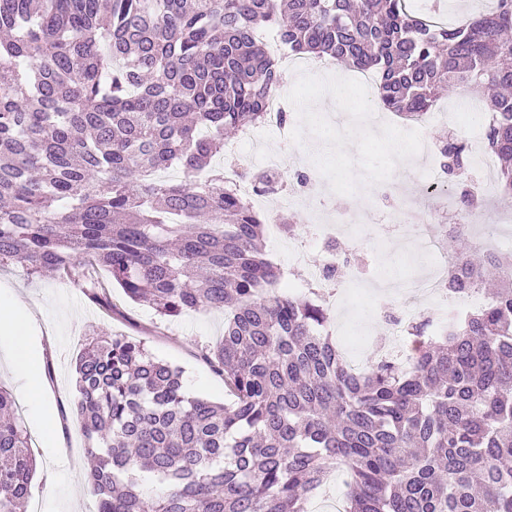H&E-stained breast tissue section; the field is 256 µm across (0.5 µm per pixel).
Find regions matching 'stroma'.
<instances>
[{
  "instance_id": "35a3bbf8",
  "label": "stroma",
  "mask_w": 512,
  "mask_h": 512,
  "mask_svg": "<svg viewBox=\"0 0 512 512\" xmlns=\"http://www.w3.org/2000/svg\"><path fill=\"white\" fill-rule=\"evenodd\" d=\"M351 74V69L340 64L328 70L290 73L282 97L294 128L293 138L283 142L273 130L260 127L244 150L253 171L259 172L265 149H280L293 159L292 165L278 174L282 188L297 186L299 174L304 173L322 187L316 206L368 216V223L357 226L355 238L342 245L366 276L348 288L344 302L332 307V321L327 325L331 333L344 326L351 355L365 368L376 356L374 340L389 331L386 315L400 314L409 303L404 294L386 287V279L411 276L426 260L422 253H407L399 245L403 239L416 240V220L388 224L382 196L413 188L420 212L429 214L433 226L447 233L452 232L456 216L442 209L438 192L418 185L415 167L393 161L392 142L397 135L373 128L367 121V113L375 109L373 102L358 101L348 93L337 98L321 93V85L335 84ZM307 102L319 104L320 112L303 111ZM321 112L343 113V127L354 142L352 151H337L333 132L322 131L316 122ZM95 276L109 295V307L88 299L81 273L69 277L32 274L18 262L0 266V298L15 296L25 305L33 320L38 364L52 368L42 377L48 412L42 420L21 397L20 381L7 354L0 351V384L15 398L36 459L27 512H97V498L86 481L90 468L87 441L78 423L66 415L77 398L75 359L91 338L123 334L143 340L153 357L181 368L189 393L215 402L227 397L223 379L202 357L205 347L224 335L223 313L207 310L165 319L147 305L134 302L104 269H96Z\"/></svg>"
}]
</instances>
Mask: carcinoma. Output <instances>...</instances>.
Instances as JSON below:
<instances>
[{
    "instance_id": "cac0c4a2",
    "label": "carcinoma",
    "mask_w": 512,
    "mask_h": 512,
    "mask_svg": "<svg viewBox=\"0 0 512 512\" xmlns=\"http://www.w3.org/2000/svg\"><path fill=\"white\" fill-rule=\"evenodd\" d=\"M262 26L374 73L379 109L408 120L489 89L486 148L512 198V0L458 25L407 0H0V263L86 258L167 319L224 312L204 354L224 404L187 396L142 340L77 359L99 512H307L339 469L344 512H512V256L476 264L454 230L448 291L496 270L493 300L440 332L419 318L405 361L354 371L319 293L281 291L264 221L213 164L283 83ZM440 146L448 175L466 166L463 142ZM35 469L0 386V512H25Z\"/></svg>"
}]
</instances>
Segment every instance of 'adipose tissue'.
Listing matches in <instances>:
<instances>
[{
	"mask_svg": "<svg viewBox=\"0 0 512 512\" xmlns=\"http://www.w3.org/2000/svg\"><path fill=\"white\" fill-rule=\"evenodd\" d=\"M31 319L15 305L0 304V337L11 344L9 352L13 371L22 378L23 394L33 407H40L43 385L37 374L36 356L32 352Z\"/></svg>",
	"mask_w": 512,
	"mask_h": 512,
	"instance_id": "ef3b65f1",
	"label": "adipose tissue"
}]
</instances>
